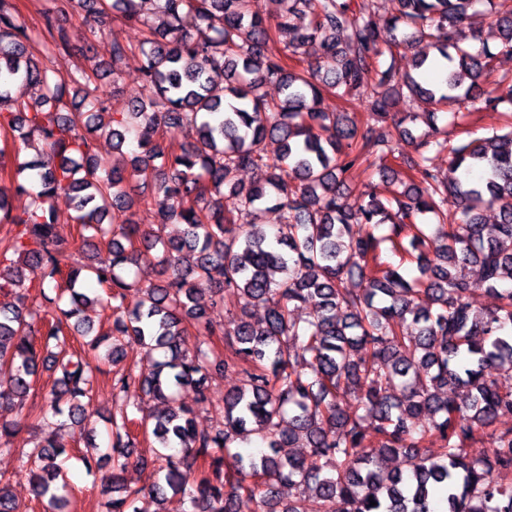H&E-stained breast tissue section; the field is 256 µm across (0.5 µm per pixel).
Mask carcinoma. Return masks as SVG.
<instances>
[{
	"label": "carcinoma",
	"instance_id": "1",
	"mask_svg": "<svg viewBox=\"0 0 512 512\" xmlns=\"http://www.w3.org/2000/svg\"><path fill=\"white\" fill-rule=\"evenodd\" d=\"M160 23L141 14L142 0H117L127 21L147 28L140 47L144 97L126 112H106L98 87L82 74L65 78L39 67L27 52V29L0 0V132L27 144L38 140L39 158L19 161L17 201L0 197V223L13 225L0 238V405L20 409L0 419V450L21 425L67 415L84 430L95 410L99 363L119 364L124 345L162 351L154 372L133 367L111 381L117 411L109 415L112 453L79 456L86 471L101 474L111 498L105 512H143L147 495L188 498L190 512H238L254 500L259 512H512V487L495 480L512 469V390L500 389L486 369L512 370V125L458 145L436 124L415 140L414 154L397 151L374 125L391 121L406 136L413 112H392L400 98H425L442 109L475 98L497 53L512 55V0H390L380 25L352 0H272L271 23L262 0H155ZM477 14L499 30V52L467 41L462 32ZM293 32L279 56L265 46L274 31ZM426 43L448 63L441 82L427 78L428 54H417L413 72L381 67L396 49ZM316 66H303L309 55ZM224 73L217 91L212 74ZM43 88V101L13 92L16 84ZM273 83L280 96L260 88ZM369 98L364 116L339 112L334 98ZM483 108L512 105L483 91ZM191 124L194 141L179 149L163 135ZM112 138V160L98 158L93 137ZM268 140L279 152L265 151ZM448 153L453 172L443 177L428 162ZM376 153L379 182L357 203L343 187ZM404 170L402 189L389 188ZM256 172L239 185L240 171ZM138 181L163 194L165 224L182 235L163 238L123 219L132 203L127 185ZM70 195L81 247L78 255L57 238L54 200ZM281 213L274 232L258 222L268 204ZM496 208L498 223L486 232L481 211ZM431 217L432 224L419 219ZM415 255L419 276L407 279L383 257ZM159 267L155 283L141 285L131 267ZM496 298L491 309L470 301L469 270ZM358 277V290L348 282ZM38 282L41 301L29 300L25 282ZM138 302L125 306L128 293ZM210 293L242 301L239 315L214 326L198 304ZM303 321L294 312L310 302ZM54 305L55 313L43 310ZM265 305L261 323L248 307ZM88 304L112 311V328L96 333L81 317ZM412 321L416 334L405 335ZM198 344L184 348L187 326ZM233 337L230 351L210 357L215 336ZM45 368L54 376L39 413L21 412ZM234 369L242 384L224 394V416L213 432L197 429L194 412L177 398L191 386L206 397L210 383ZM401 385L396 400L388 390ZM356 400L343 404L344 395ZM156 407L145 409L146 401ZM425 416L428 423L420 424ZM152 438L134 451V431ZM257 435L268 448L243 454L238 442ZM429 436L437 453L422 458L408 476L387 468L401 452L420 451ZM304 441L307 456L279 449ZM484 447L478 448L476 444ZM69 452L46 437L21 453L36 498L47 512H66ZM153 470L147 487L131 488V467ZM304 488L281 503L276 486ZM377 505H370V501ZM0 512H27L0 483Z\"/></svg>",
	"mask_w": 512,
	"mask_h": 512
}]
</instances>
